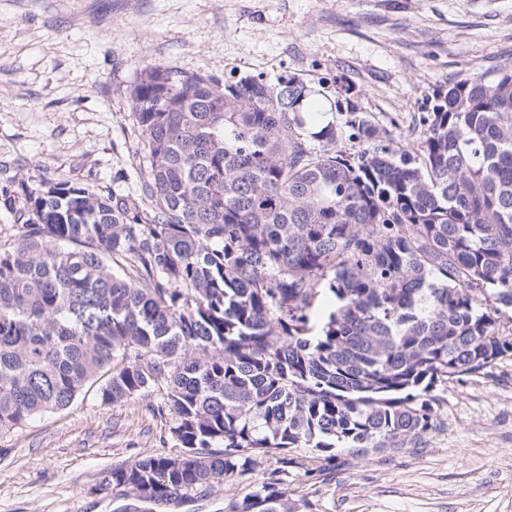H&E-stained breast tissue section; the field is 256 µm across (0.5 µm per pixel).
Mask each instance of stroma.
<instances>
[{
    "label": "stroma",
    "mask_w": 512,
    "mask_h": 512,
    "mask_svg": "<svg viewBox=\"0 0 512 512\" xmlns=\"http://www.w3.org/2000/svg\"><path fill=\"white\" fill-rule=\"evenodd\" d=\"M512 58V0H0V195L20 180L135 191L142 156L131 95L140 70L223 80L292 75L323 121L348 104L391 134L418 130L435 88ZM348 90L350 101L339 100ZM433 430L398 451L340 461L310 512H512V356L437 388ZM144 397L69 408L0 435V512H224L238 479L185 504L104 486L115 466L170 454Z\"/></svg>",
    "instance_id": "1"
}]
</instances>
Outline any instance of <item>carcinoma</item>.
Here are the masks:
<instances>
[{"label": "carcinoma", "mask_w": 512, "mask_h": 512, "mask_svg": "<svg viewBox=\"0 0 512 512\" xmlns=\"http://www.w3.org/2000/svg\"><path fill=\"white\" fill-rule=\"evenodd\" d=\"M309 97L294 76L151 67L134 193L19 183L0 433L102 377L105 403L157 391L180 451L106 483L157 505L248 478L226 512H296L293 479L319 482L336 448L422 438L436 387L512 352V60L437 87L415 142L377 144L353 104L348 132L311 126ZM326 289L337 307L316 323Z\"/></svg>", "instance_id": "obj_1"}]
</instances>
